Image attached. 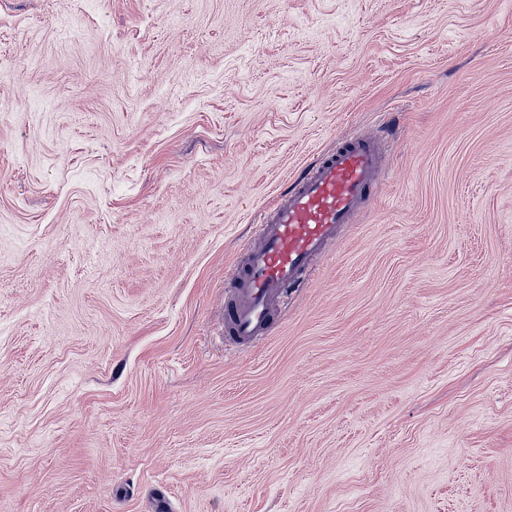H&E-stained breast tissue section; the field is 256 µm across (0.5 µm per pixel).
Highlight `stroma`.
Wrapping results in <instances>:
<instances>
[{"mask_svg": "<svg viewBox=\"0 0 512 512\" xmlns=\"http://www.w3.org/2000/svg\"><path fill=\"white\" fill-rule=\"evenodd\" d=\"M373 202L256 348L254 221ZM512 512V0H0V512ZM384 139L382 126L339 137L263 210L254 243L225 279L226 341L254 347L288 298L308 283L344 224H352L371 203L383 173Z\"/></svg>", "mask_w": 512, "mask_h": 512, "instance_id": "35a3bbf8", "label": "stroma"}]
</instances>
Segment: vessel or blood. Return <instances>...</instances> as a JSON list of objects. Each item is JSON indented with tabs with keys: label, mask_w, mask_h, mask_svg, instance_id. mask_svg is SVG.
<instances>
[{
	"label": "vessel or blood",
	"mask_w": 512,
	"mask_h": 512,
	"mask_svg": "<svg viewBox=\"0 0 512 512\" xmlns=\"http://www.w3.org/2000/svg\"><path fill=\"white\" fill-rule=\"evenodd\" d=\"M383 132L350 133L303 168L263 210L244 261L226 278L224 338L251 348L310 278L344 225L373 200Z\"/></svg>",
	"instance_id": "1"
}]
</instances>
